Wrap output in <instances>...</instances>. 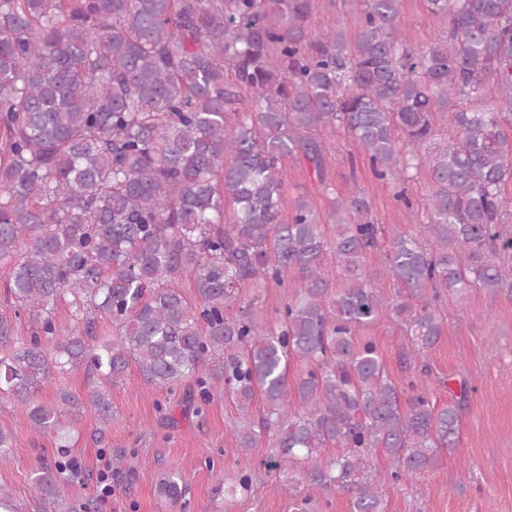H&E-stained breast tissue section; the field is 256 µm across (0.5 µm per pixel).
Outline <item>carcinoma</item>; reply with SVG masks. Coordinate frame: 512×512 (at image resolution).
Here are the masks:
<instances>
[{"label":"carcinoma","mask_w":512,"mask_h":512,"mask_svg":"<svg viewBox=\"0 0 512 512\" xmlns=\"http://www.w3.org/2000/svg\"><path fill=\"white\" fill-rule=\"evenodd\" d=\"M427 4L443 32L423 49L402 0H362L352 36L312 30L311 0H0V263L15 317L33 324L15 346L0 318V396L56 438L54 463L32 472L50 512L98 508L62 495L65 439L87 404L104 437L110 388L133 364L148 386L184 387L197 413L227 397L229 454L268 435L269 468L302 469L297 482L348 495L351 512H385L374 455L384 479L413 484L455 445L467 382L440 404L416 378L444 294L512 289V0ZM335 130L421 214L417 234L388 232L360 192L324 215L300 196L283 217V166L301 158L324 177ZM419 177L422 198L408 188ZM375 249L391 296L374 286ZM270 285L283 298L268 311ZM383 316L413 340L398 379L357 335ZM101 319L116 336H98ZM79 369L84 394L35 400ZM158 492L186 488L167 475Z\"/></svg>","instance_id":"1"}]
</instances>
